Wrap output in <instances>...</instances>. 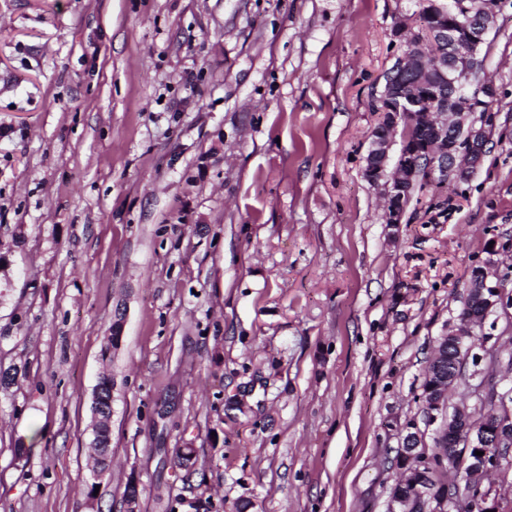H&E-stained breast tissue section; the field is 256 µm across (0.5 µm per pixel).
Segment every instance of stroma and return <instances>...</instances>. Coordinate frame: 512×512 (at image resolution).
<instances>
[{
    "instance_id": "obj_1",
    "label": "stroma",
    "mask_w": 512,
    "mask_h": 512,
    "mask_svg": "<svg viewBox=\"0 0 512 512\" xmlns=\"http://www.w3.org/2000/svg\"><path fill=\"white\" fill-rule=\"evenodd\" d=\"M415 9L0 0V512H120L132 477L140 512H387L406 426L434 447L432 349L490 260L505 304L448 403L512 396V0L481 169L393 228L362 170ZM106 399L108 400L110 398V390H111V400L109 401V404L106 403L105 405L109 407L110 409H107L102 406V394L99 387H96L93 393L92 398V404H91V424L90 428L91 431L98 433L102 431H108L111 432V426H112V403H113V392H114V381L113 379L109 377H103L99 384H98Z\"/></svg>"
}]
</instances>
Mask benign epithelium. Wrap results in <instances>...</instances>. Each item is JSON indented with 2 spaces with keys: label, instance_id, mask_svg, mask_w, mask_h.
<instances>
[{
  "label": "benign epithelium",
  "instance_id": "7a95c632",
  "mask_svg": "<svg viewBox=\"0 0 512 512\" xmlns=\"http://www.w3.org/2000/svg\"><path fill=\"white\" fill-rule=\"evenodd\" d=\"M497 8L481 5L452 15L451 24L439 23L427 31L432 47L451 43L455 57L473 59L484 34L496 21ZM445 67V57L424 51L397 57L386 71L383 90L377 99L378 126L369 136L365 157L368 180L384 189V223L397 227L406 210L403 198L420 180L458 183L472 177L482 166L487 143L484 131L497 123L493 111L495 84L459 88L462 79L438 86L432 74ZM401 126L418 131L421 143L403 162L396 160V135ZM503 292L497 266L488 261L471 269L465 299L466 314L434 348L424 376L422 401L430 419L443 420L434 440L438 458L464 471L471 495L461 501L449 494L440 496L427 481L428 473L417 462L419 433L409 431L403 438L398 461L400 470L391 492L388 512H446L453 503L458 512H493L482 487L484 477L499 466L500 451L512 446V413L490 410L480 421L472 412L457 406L447 413L448 392L461 377L462 369L475 347L474 329L486 323L502 302ZM113 410L102 406L100 388L91 404V431H111ZM484 455L477 456L475 452Z\"/></svg>",
  "mask_w": 512,
  "mask_h": 512
}]
</instances>
